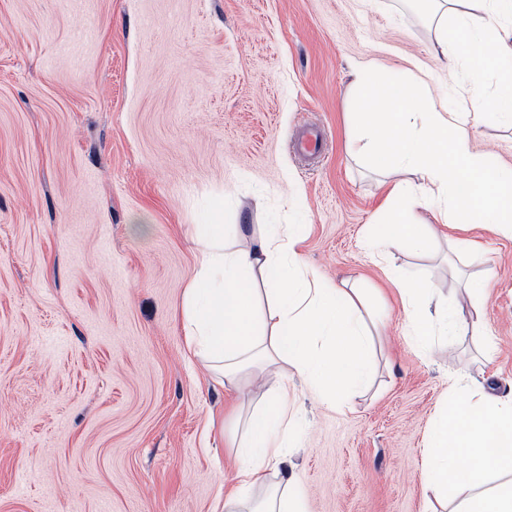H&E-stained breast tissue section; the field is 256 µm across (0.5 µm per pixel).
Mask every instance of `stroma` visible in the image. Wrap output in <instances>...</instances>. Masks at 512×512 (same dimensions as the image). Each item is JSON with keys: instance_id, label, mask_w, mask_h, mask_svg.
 Instances as JSON below:
<instances>
[{"instance_id": "35a3bbf8", "label": "stroma", "mask_w": 512, "mask_h": 512, "mask_svg": "<svg viewBox=\"0 0 512 512\" xmlns=\"http://www.w3.org/2000/svg\"><path fill=\"white\" fill-rule=\"evenodd\" d=\"M423 0H0V512H221L235 401L190 358L193 227L299 224L328 285L383 291L373 388L328 408L296 380L291 462L308 512H427L424 438L452 378L512 396V240L452 228L432 254L360 248L401 171L348 152L352 65L431 74L447 109L468 65L432 52ZM324 130L305 158L294 138ZM474 145L512 169V123ZM477 249L448 255V239ZM476 304L483 336L415 351L387 270Z\"/></svg>"}]
</instances>
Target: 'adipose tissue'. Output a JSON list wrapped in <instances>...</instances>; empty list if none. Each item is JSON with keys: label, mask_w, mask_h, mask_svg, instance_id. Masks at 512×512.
Segmentation results:
<instances>
[{"label": "adipose tissue", "mask_w": 512, "mask_h": 512, "mask_svg": "<svg viewBox=\"0 0 512 512\" xmlns=\"http://www.w3.org/2000/svg\"><path fill=\"white\" fill-rule=\"evenodd\" d=\"M435 24L436 53L449 64L466 60L475 75L499 67L492 108L512 122V0H475L481 15L466 26L463 0H427ZM358 104L350 146L371 151L382 167L418 176V184L392 187L383 221L370 225L365 249L386 252L395 242L424 254L434 245L426 210L445 224H485L512 239V169L496 166L473 148L471 128L486 104L473 85L461 109H438L423 83L382 73L372 63L353 71ZM385 109L373 111V102ZM196 272L183 292L187 347L208 369L237 390L231 446L238 467L224 495V512H307L298 477L288 460L297 415L289 373L334 410L373 383L375 340L383 321L358 284L328 288L307 268L297 224H266L245 241L226 237L220 224L195 225ZM404 303L406 336L421 352L438 339L481 330L456 301L436 297L431 282L390 272ZM467 466H459V458ZM275 482H262L265 472ZM424 484L439 494L464 492L454 512H512V397L481 390L471 401L453 381L424 444Z\"/></svg>", "instance_id": "obj_1"}]
</instances>
